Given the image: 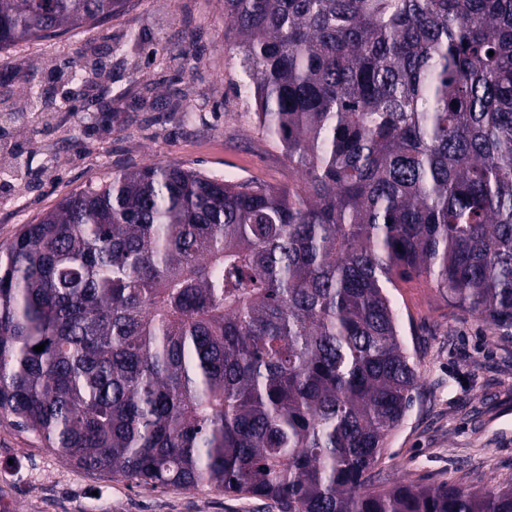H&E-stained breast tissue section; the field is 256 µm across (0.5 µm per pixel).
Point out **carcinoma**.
<instances>
[{"instance_id": "1", "label": "carcinoma", "mask_w": 512, "mask_h": 512, "mask_svg": "<svg viewBox=\"0 0 512 512\" xmlns=\"http://www.w3.org/2000/svg\"><path fill=\"white\" fill-rule=\"evenodd\" d=\"M125 3L0 0V47ZM224 18L299 183L161 163L24 225L0 248V419L137 487L512 512V487L371 488L419 381L388 289L424 276L512 328V0H224Z\"/></svg>"}]
</instances>
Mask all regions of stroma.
<instances>
[{
  "mask_svg": "<svg viewBox=\"0 0 512 512\" xmlns=\"http://www.w3.org/2000/svg\"><path fill=\"white\" fill-rule=\"evenodd\" d=\"M138 46H130V36ZM224 0H128L106 22L0 48V245L111 173L176 163L231 180L297 183L256 124ZM100 75L68 78L74 58ZM420 375L377 489L512 486V335L449 305L426 279L391 291ZM0 512H267L201 485L144 489L60 459L0 420Z\"/></svg>",
  "mask_w": 512,
  "mask_h": 512,
  "instance_id": "stroma-1",
  "label": "stroma"
}]
</instances>
